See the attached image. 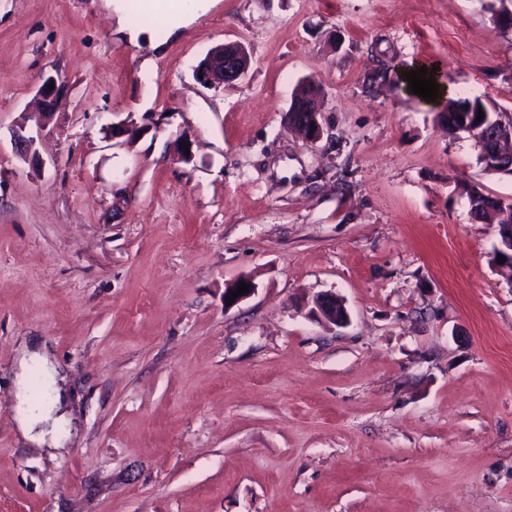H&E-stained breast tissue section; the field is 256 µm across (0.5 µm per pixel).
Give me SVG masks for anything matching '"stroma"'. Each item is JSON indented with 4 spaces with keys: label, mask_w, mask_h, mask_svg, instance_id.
<instances>
[{
    "label": "stroma",
    "mask_w": 512,
    "mask_h": 512,
    "mask_svg": "<svg viewBox=\"0 0 512 512\" xmlns=\"http://www.w3.org/2000/svg\"><path fill=\"white\" fill-rule=\"evenodd\" d=\"M494 2L218 0L148 59L92 0H0V512H512V284L466 194L512 177L445 109L512 113ZM225 42L249 69L204 88ZM412 60L448 96L406 90ZM326 292L347 326L310 316ZM27 346L65 374L60 452L17 432ZM249 55L244 45L228 42L212 50L193 69L196 80L205 88L233 84L248 71ZM203 73V78H199ZM291 118L304 134L311 140L319 139L323 134V127L319 121V97L307 96L293 99ZM314 128V131H311ZM473 104L482 108L484 112V118L482 121H493L496 117H499L506 122L512 121V114L507 112H499L496 107L491 108L487 105L484 100H481V97L475 96L473 98H464V99H448L446 104L447 117H448V132L449 134H453V130L451 128L453 125L462 127L466 121L469 124H472L476 121V117L478 116V112H463L470 108ZM470 113H473L474 118L470 117ZM511 114V115H510ZM458 115L462 116L461 120H458Z\"/></svg>",
    "instance_id": "obj_1"
}]
</instances>
